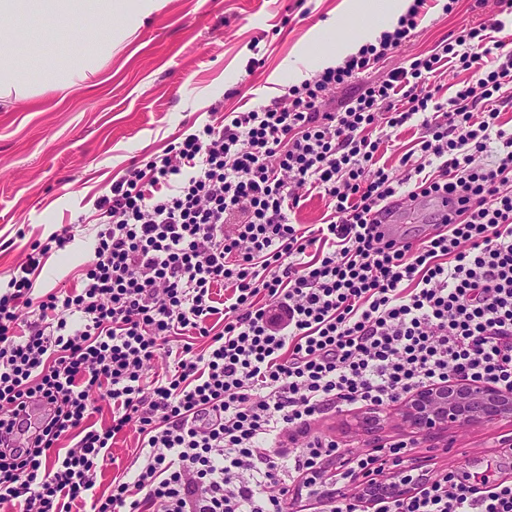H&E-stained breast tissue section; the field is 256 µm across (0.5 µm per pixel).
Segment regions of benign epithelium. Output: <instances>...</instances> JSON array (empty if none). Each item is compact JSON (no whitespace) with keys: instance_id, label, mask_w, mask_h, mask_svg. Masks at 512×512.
Segmentation results:
<instances>
[{"instance_id":"obj_1","label":"benign epithelium","mask_w":512,"mask_h":512,"mask_svg":"<svg viewBox=\"0 0 512 512\" xmlns=\"http://www.w3.org/2000/svg\"><path fill=\"white\" fill-rule=\"evenodd\" d=\"M399 416L406 427L423 437L461 425H491L512 418V392L452 380L415 390L402 401ZM381 421L379 411L368 410L356 418V426L365 432H374L380 428ZM357 482L367 498L380 501L404 495L414 478L399 467L376 481L362 476Z\"/></svg>"}]
</instances>
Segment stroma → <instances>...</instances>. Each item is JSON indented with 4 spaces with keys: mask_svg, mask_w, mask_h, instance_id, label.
Segmentation results:
<instances>
[{
    "mask_svg": "<svg viewBox=\"0 0 512 512\" xmlns=\"http://www.w3.org/2000/svg\"><path fill=\"white\" fill-rule=\"evenodd\" d=\"M342 0H220L202 10L195 0H162L158 12L126 38L96 76L95 86L66 89L42 85L48 66L74 55H90L104 26L44 24L18 33L14 54L19 70L39 87L22 100L0 99V284L30 244L46 240L62 225H75V240L52 253L35 282L43 294L76 282L94 245L98 198L131 164L162 153L176 137L219 124L237 107L269 104L295 83V75L315 68L321 49L357 38L362 22L382 20L376 10L334 27ZM498 10L496 0H456L444 12L441 0L409 39L376 64L370 77L352 79L336 89L344 99L368 78L408 66L429 54L463 26L486 22ZM356 407L325 414L313 431L356 452L406 438L395 420L378 432L355 429ZM512 421L455 428L442 438H419L407 456L428 472L455 468L512 482V469L498 467L512 456L502 435ZM138 445L135 429L112 442L97 468L96 493L109 491L114 477L133 468Z\"/></svg>",
    "mask_w": 512,
    "mask_h": 512,
    "instance_id": "35a3bbf8",
    "label": "stroma"
}]
</instances>
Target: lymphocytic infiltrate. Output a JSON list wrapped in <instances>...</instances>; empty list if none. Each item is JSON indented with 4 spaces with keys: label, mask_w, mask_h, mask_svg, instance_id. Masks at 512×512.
I'll return each mask as SVG.
<instances>
[{
    "label": "lymphocytic infiltrate",
    "mask_w": 512,
    "mask_h": 512,
    "mask_svg": "<svg viewBox=\"0 0 512 512\" xmlns=\"http://www.w3.org/2000/svg\"><path fill=\"white\" fill-rule=\"evenodd\" d=\"M426 2L269 104L130 166L97 201L96 246L70 288L39 295L34 282L73 226L31 244L0 291V506L294 512L306 495L318 512H362L359 486L335 487L375 472L377 456L319 435L288 450V432L452 380L512 391V135L500 122L512 49L495 37L512 0H499L503 18L332 97L402 46ZM446 64L472 78L442 101L433 78ZM413 119L418 153L380 164L370 129ZM311 190L328 207L313 228L291 218ZM421 196L449 208L434 233L378 230L388 203ZM161 354L167 370L152 371ZM98 403L112 407L99 429ZM131 426L141 466L96 493L101 455ZM375 512H512V482L475 487L446 469Z\"/></svg>",
    "instance_id": "1"
}]
</instances>
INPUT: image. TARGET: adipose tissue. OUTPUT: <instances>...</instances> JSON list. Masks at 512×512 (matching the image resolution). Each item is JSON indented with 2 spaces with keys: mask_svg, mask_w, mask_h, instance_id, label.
Returning <instances> with one entry per match:
<instances>
[{
  "mask_svg": "<svg viewBox=\"0 0 512 512\" xmlns=\"http://www.w3.org/2000/svg\"><path fill=\"white\" fill-rule=\"evenodd\" d=\"M410 4L411 0H391L383 23L365 25L360 39L347 41L336 51L321 53L320 67L325 69L336 66L341 59L357 52L361 44L376 41L384 29L397 23ZM160 7V0H0V97L13 95L21 99L29 91L11 52L15 36L13 28L9 25L11 19H28L38 23L43 18L52 16L66 22L80 16L87 23L93 24L101 19L121 14L125 17L121 35L126 38ZM116 46L117 43L112 36H105L98 60L83 62L75 58L65 68L49 69L48 84L55 88L70 87L91 80L99 72L100 61L111 59Z\"/></svg>",
  "mask_w": 512,
  "mask_h": 512,
  "instance_id": "adipose-tissue-1",
  "label": "adipose tissue"
}]
</instances>
